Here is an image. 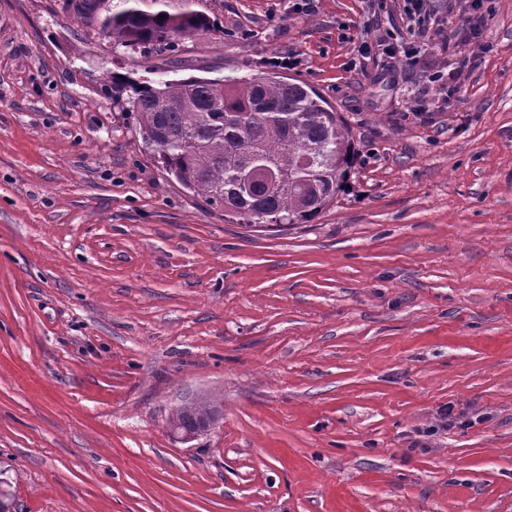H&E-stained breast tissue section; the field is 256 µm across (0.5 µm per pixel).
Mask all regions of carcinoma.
<instances>
[{
	"label": "carcinoma",
	"mask_w": 512,
	"mask_h": 512,
	"mask_svg": "<svg viewBox=\"0 0 512 512\" xmlns=\"http://www.w3.org/2000/svg\"><path fill=\"white\" fill-rule=\"evenodd\" d=\"M88 30L148 59L171 41L224 36L197 0H65ZM138 133L192 194L246 226L307 224L336 202L356 149L346 120L308 86L278 76L162 79L132 84ZM219 407L208 399L171 420L193 430Z\"/></svg>",
	"instance_id": "carcinoma-1"
}]
</instances>
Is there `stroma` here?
I'll return each instance as SVG.
<instances>
[{
    "label": "stroma",
    "mask_w": 512,
    "mask_h": 512,
    "mask_svg": "<svg viewBox=\"0 0 512 512\" xmlns=\"http://www.w3.org/2000/svg\"><path fill=\"white\" fill-rule=\"evenodd\" d=\"M299 2L200 0L224 34L180 47L185 75L270 69L352 130L335 204L266 229L146 149L127 100L151 62L64 0H0L9 512H512V0L480 56L463 0L423 34L403 0ZM204 394L218 422L178 439Z\"/></svg>",
    "instance_id": "1"
}]
</instances>
